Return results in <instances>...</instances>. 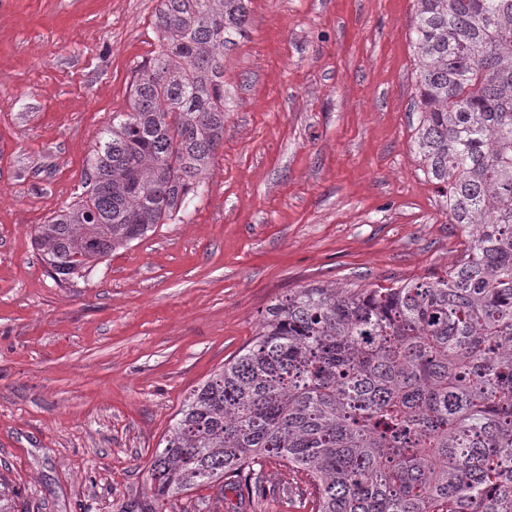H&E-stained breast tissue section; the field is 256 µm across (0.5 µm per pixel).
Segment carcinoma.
I'll return each instance as SVG.
<instances>
[{
  "instance_id": "obj_1",
  "label": "carcinoma",
  "mask_w": 512,
  "mask_h": 512,
  "mask_svg": "<svg viewBox=\"0 0 512 512\" xmlns=\"http://www.w3.org/2000/svg\"><path fill=\"white\" fill-rule=\"evenodd\" d=\"M246 0H159L131 111L34 246L67 282L200 193L224 141V46ZM416 144L470 245L389 287L303 288L194 389L150 468L154 505L206 482L265 495L274 459L310 512H512V0H414Z\"/></svg>"
}]
</instances>
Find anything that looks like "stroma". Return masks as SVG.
I'll return each mask as SVG.
<instances>
[{"mask_svg":"<svg viewBox=\"0 0 512 512\" xmlns=\"http://www.w3.org/2000/svg\"><path fill=\"white\" fill-rule=\"evenodd\" d=\"M158 0H0V486L16 512H123L189 393L313 286L442 275L469 242L415 144L414 0H248L197 196L69 282L31 244L130 109ZM200 485L168 512H299Z\"/></svg>","mask_w":512,"mask_h":512,"instance_id":"stroma-1","label":"stroma"}]
</instances>
